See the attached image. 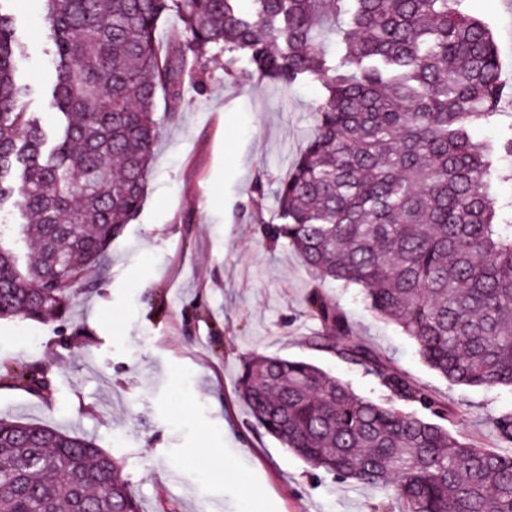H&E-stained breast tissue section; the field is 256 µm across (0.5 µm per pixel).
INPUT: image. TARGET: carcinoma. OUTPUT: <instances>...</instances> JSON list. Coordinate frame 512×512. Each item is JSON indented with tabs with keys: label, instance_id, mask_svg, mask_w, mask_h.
I'll use <instances>...</instances> for the list:
<instances>
[{
	"label": "carcinoma",
	"instance_id": "obj_1",
	"mask_svg": "<svg viewBox=\"0 0 512 512\" xmlns=\"http://www.w3.org/2000/svg\"><path fill=\"white\" fill-rule=\"evenodd\" d=\"M0 0V319H62L122 225L140 211L160 123L188 66L213 50L237 81L325 97L305 150L273 191L267 235L323 283L361 289L425 363L456 385L512 387V124L492 141L512 85L473 0H45L57 117L26 111L22 51ZM176 16L180 35L163 41ZM339 44L333 56L327 44ZM34 248L22 252L18 241ZM309 337L372 376L376 403L301 360L251 353L238 395L257 428L314 469L382 497L380 512H512V455L444 425L448 402L358 338L312 286ZM4 381L46 395L39 365ZM419 412H407L402 405ZM512 447V415L495 420ZM0 512H142L123 462L80 436L0 418Z\"/></svg>",
	"mask_w": 512,
	"mask_h": 512
}]
</instances>
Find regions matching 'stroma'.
<instances>
[{
    "label": "stroma",
    "instance_id": "stroma-1",
    "mask_svg": "<svg viewBox=\"0 0 512 512\" xmlns=\"http://www.w3.org/2000/svg\"><path fill=\"white\" fill-rule=\"evenodd\" d=\"M6 9L25 50L17 78L39 89L28 109L54 125L44 0ZM472 12L490 26L511 85L512 0H474ZM185 85L178 116L161 121L145 202L90 271L93 288L76 293L65 320L0 321V371L38 364L53 379L48 396L1 385L0 416L95 439L123 461L144 512L164 501L176 512H375V492L282 448L237 396L253 352L311 362L359 396H383L373 377L308 344L315 275L293 251L269 247L271 203H253L256 181L273 190L303 152L323 89L233 80L220 54ZM324 291L363 341L447 401L451 432L498 448L494 421L512 414V389L450 384L397 325L364 310L357 288ZM213 459L243 481L218 478Z\"/></svg>",
    "mask_w": 512,
    "mask_h": 512
}]
</instances>
